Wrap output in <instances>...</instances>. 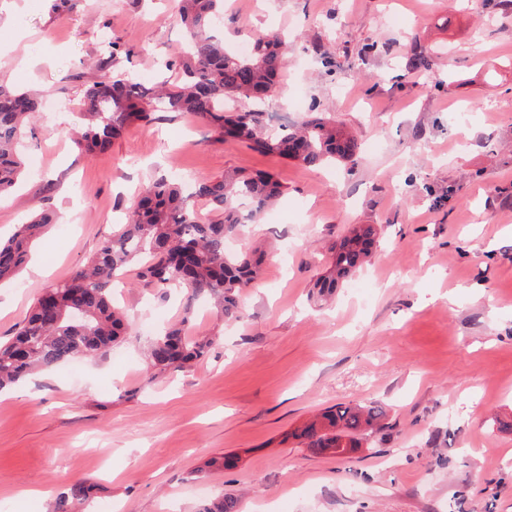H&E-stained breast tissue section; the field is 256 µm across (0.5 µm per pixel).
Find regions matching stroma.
<instances>
[{
	"mask_svg": "<svg viewBox=\"0 0 512 512\" xmlns=\"http://www.w3.org/2000/svg\"><path fill=\"white\" fill-rule=\"evenodd\" d=\"M177 0H0V84L58 111L24 137L20 184L0 197V236L31 214L59 223L0 285V340L51 284L124 223L150 179L234 169L283 186L234 240L264 255L242 316L140 287L113 290L136 329L104 358L0 392V505L47 512L83 482V512H512V6L501 0H225L228 46L297 33L265 109L328 112L355 133L352 162L308 168L224 143L180 115L133 124L94 156L72 141L85 88L111 70H160L183 35ZM117 45L107 54L104 41ZM433 59L412 69L414 51ZM377 224L369 264L326 304L311 298L329 245ZM191 314L214 338L189 370L153 377L148 342ZM382 403V429L335 456L294 431L329 407ZM230 455L235 468L209 469Z\"/></svg>",
	"mask_w": 512,
	"mask_h": 512,
	"instance_id": "1",
	"label": "stroma"
}]
</instances>
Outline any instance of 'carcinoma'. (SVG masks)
I'll return each mask as SVG.
<instances>
[{"label":"carcinoma","mask_w":512,"mask_h":512,"mask_svg":"<svg viewBox=\"0 0 512 512\" xmlns=\"http://www.w3.org/2000/svg\"><path fill=\"white\" fill-rule=\"evenodd\" d=\"M224 0H178V16L187 33L185 46L166 63L180 81L171 86L142 83L103 67L89 85L80 107L82 125L74 140L85 155L107 149L131 123L150 124L159 112L189 114L214 129L220 139L246 141L254 149L305 167L347 161L357 150L355 136L323 112L300 125L270 130L269 113L250 107L277 94L285 65L288 37L282 33L253 40L249 54L227 51L224 39L211 33L212 18ZM42 98L0 84V196L23 171L18 145L23 130L43 112ZM283 186L271 175L244 176L236 170L186 190L160 177L145 183L126 212V223L101 243L87 265L36 300L18 331L0 342V390L36 371H50L77 358H104L133 332L134 321L112 304L114 279L140 264L146 288H174L192 299L213 303L227 321L240 319L241 298L260 273V258L230 255L225 243L240 227L274 204ZM207 200L215 219H202L195 200ZM48 212L20 225L0 241V281L23 266L32 242L54 223ZM380 235L376 224H356L330 246L332 261L314 284L312 298L328 301L343 281L363 266ZM214 339L190 334V318L156 336L148 359L153 374L180 371L206 356ZM385 417L383 406L338 405L304 425L295 437L315 454L343 455L359 447L361 436ZM90 487L82 482L55 500L50 512H81ZM200 512H237L236 501L220 497Z\"/></svg>","instance_id":"obj_1"}]
</instances>
